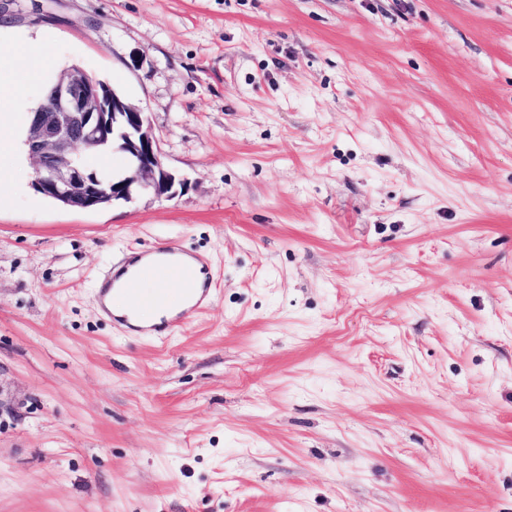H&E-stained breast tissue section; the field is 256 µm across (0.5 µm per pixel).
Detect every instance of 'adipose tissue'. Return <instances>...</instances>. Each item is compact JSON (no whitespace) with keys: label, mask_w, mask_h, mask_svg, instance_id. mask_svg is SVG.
<instances>
[{"label":"adipose tissue","mask_w":512,"mask_h":512,"mask_svg":"<svg viewBox=\"0 0 512 512\" xmlns=\"http://www.w3.org/2000/svg\"><path fill=\"white\" fill-rule=\"evenodd\" d=\"M47 64V55L40 40L29 41L24 50L16 53L0 52V151H12L14 137L8 136L11 114L24 84L38 78Z\"/></svg>","instance_id":"adipose-tissue-1"}]
</instances>
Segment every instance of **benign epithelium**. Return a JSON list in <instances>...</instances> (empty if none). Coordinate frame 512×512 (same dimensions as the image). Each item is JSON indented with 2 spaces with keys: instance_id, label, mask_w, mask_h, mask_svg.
Segmentation results:
<instances>
[{
  "instance_id": "7a95c632",
  "label": "benign epithelium",
  "mask_w": 512,
  "mask_h": 512,
  "mask_svg": "<svg viewBox=\"0 0 512 512\" xmlns=\"http://www.w3.org/2000/svg\"><path fill=\"white\" fill-rule=\"evenodd\" d=\"M108 144L129 158L125 175L111 183L78 162L82 147ZM26 145L37 190L66 207L91 210L140 192L174 198L186 190L165 168L146 113L77 66L62 72L30 113Z\"/></svg>"
}]
</instances>
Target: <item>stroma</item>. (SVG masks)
Listing matches in <instances>:
<instances>
[{
	"mask_svg": "<svg viewBox=\"0 0 512 512\" xmlns=\"http://www.w3.org/2000/svg\"><path fill=\"white\" fill-rule=\"evenodd\" d=\"M146 112L172 199L0 153V512H512V0H9ZM210 269L167 336L130 252ZM153 255L144 268L133 273H128V269L139 260L132 262V259H129L119 266L112 267V270L100 281L99 298L102 312L113 319L116 317L110 313L105 300L107 295L114 293L115 289L130 305L150 303L176 305L181 299H192L193 302L190 305L178 310L164 324L151 328L152 333H161L182 327L195 312L206 305L213 288V278L208 267L201 260L195 258L200 265L197 264L199 272L203 275L198 288H196L195 268L194 266H185L182 257L193 264H195L194 261L186 257L187 254L170 245L158 247ZM117 268L118 270H116ZM147 276L160 285V288L154 289L153 295H148L143 291V286L147 291L154 288L152 280H145L143 284V280ZM115 284H118L119 288H114Z\"/></svg>",
	"mask_w": 512,
	"mask_h": 512,
	"instance_id": "1",
	"label": "stroma"
}]
</instances>
